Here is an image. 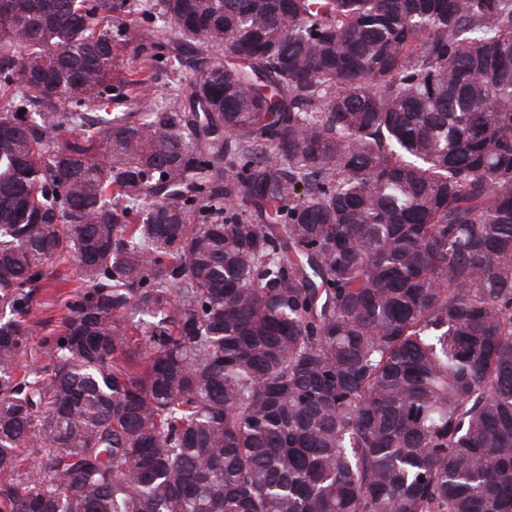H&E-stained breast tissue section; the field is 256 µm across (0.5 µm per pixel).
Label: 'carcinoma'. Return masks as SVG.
<instances>
[{"label":"carcinoma","mask_w":512,"mask_h":512,"mask_svg":"<svg viewBox=\"0 0 512 512\" xmlns=\"http://www.w3.org/2000/svg\"><path fill=\"white\" fill-rule=\"evenodd\" d=\"M0 512H512V0L0 5Z\"/></svg>","instance_id":"cac0c4a2"}]
</instances>
